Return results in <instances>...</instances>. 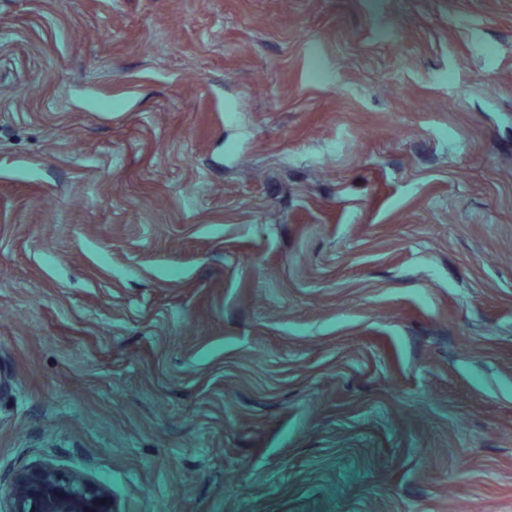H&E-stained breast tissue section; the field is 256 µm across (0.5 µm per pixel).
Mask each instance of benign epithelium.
Returning a JSON list of instances; mask_svg holds the SVG:
<instances>
[{"label": "benign epithelium", "mask_w": 512, "mask_h": 512, "mask_svg": "<svg viewBox=\"0 0 512 512\" xmlns=\"http://www.w3.org/2000/svg\"><path fill=\"white\" fill-rule=\"evenodd\" d=\"M9 512H112V500L71 472L39 465L14 474Z\"/></svg>", "instance_id": "obj_1"}]
</instances>
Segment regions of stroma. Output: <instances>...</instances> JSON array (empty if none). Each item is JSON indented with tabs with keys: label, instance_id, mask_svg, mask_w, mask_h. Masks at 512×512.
I'll list each match as a JSON object with an SVG mask.
<instances>
[{
	"label": "stroma",
	"instance_id": "1",
	"mask_svg": "<svg viewBox=\"0 0 512 512\" xmlns=\"http://www.w3.org/2000/svg\"><path fill=\"white\" fill-rule=\"evenodd\" d=\"M0 512H512V0H0ZM12 482L7 512H112L106 490L81 485L71 472L47 465L26 467L14 474Z\"/></svg>",
	"mask_w": 512,
	"mask_h": 512
}]
</instances>
